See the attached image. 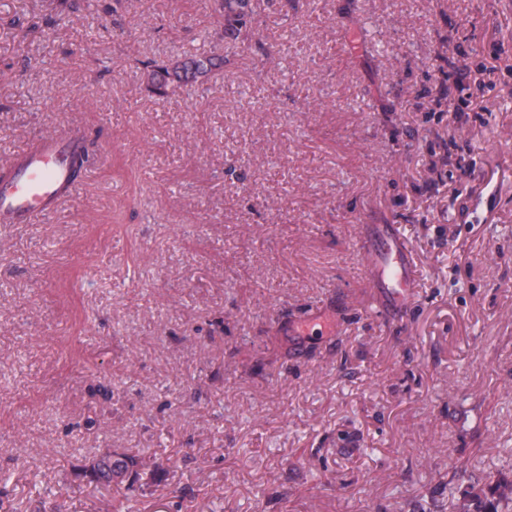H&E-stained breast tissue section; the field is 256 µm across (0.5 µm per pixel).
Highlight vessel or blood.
I'll return each mask as SVG.
<instances>
[{"instance_id":"1","label":"vessel or blood","mask_w":512,"mask_h":512,"mask_svg":"<svg viewBox=\"0 0 512 512\" xmlns=\"http://www.w3.org/2000/svg\"><path fill=\"white\" fill-rule=\"evenodd\" d=\"M82 149L79 138L48 136L15 161V171L0 184V222L34 219L45 214L72 185L71 161Z\"/></svg>"}]
</instances>
